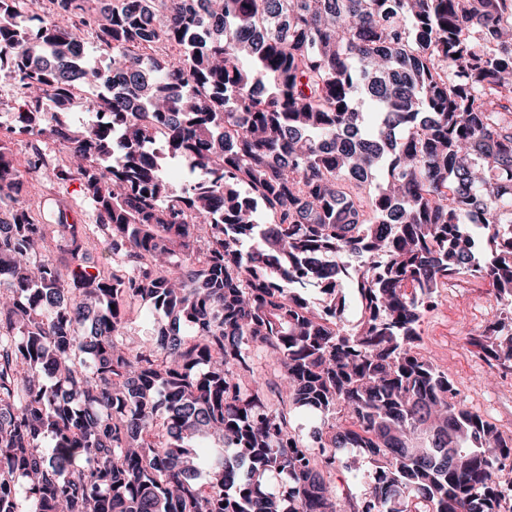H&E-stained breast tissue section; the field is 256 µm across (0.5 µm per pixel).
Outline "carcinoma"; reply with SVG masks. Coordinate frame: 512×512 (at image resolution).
I'll list each match as a JSON object with an SVG mask.
<instances>
[{
	"mask_svg": "<svg viewBox=\"0 0 512 512\" xmlns=\"http://www.w3.org/2000/svg\"><path fill=\"white\" fill-rule=\"evenodd\" d=\"M33 2L0 74L98 224L37 223L0 141V512H512L417 351L449 277L512 305V0ZM146 315V306L141 305L138 311L126 316L124 339L132 346L149 345L155 338L156 324Z\"/></svg>",
	"mask_w": 512,
	"mask_h": 512,
	"instance_id": "carcinoma-1",
	"label": "carcinoma"
}]
</instances>
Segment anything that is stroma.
Returning a JSON list of instances; mask_svg holds the SVG:
<instances>
[{"mask_svg":"<svg viewBox=\"0 0 512 512\" xmlns=\"http://www.w3.org/2000/svg\"><path fill=\"white\" fill-rule=\"evenodd\" d=\"M36 180L42 192L31 198L30 208L39 223H53L54 214L62 205L77 211L83 223H95L96 211L83 198L77 181L59 182L50 166L39 170ZM500 309V303L484 284L469 294H439L432 310L422 319L419 351L447 372L471 410L511 436L512 373L492 374L477 348L463 341L464 336L481 332Z\"/></svg>","mask_w":512,"mask_h":512,"instance_id":"stroma-1","label":"stroma"}]
</instances>
